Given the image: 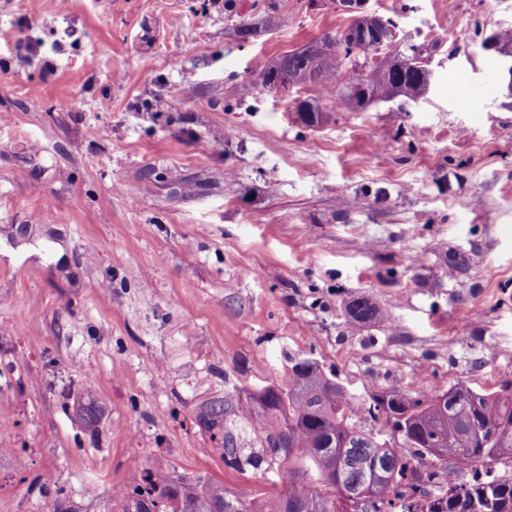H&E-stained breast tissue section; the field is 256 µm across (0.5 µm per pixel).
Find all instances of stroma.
I'll return each instance as SVG.
<instances>
[{
  "mask_svg": "<svg viewBox=\"0 0 512 512\" xmlns=\"http://www.w3.org/2000/svg\"><path fill=\"white\" fill-rule=\"evenodd\" d=\"M369 8L435 44L428 93L308 127L256 67L345 28L331 0H0V512H117L157 468L276 498L257 425L226 415L233 465L198 415L295 356L360 405L512 382V102L480 48L512 0ZM347 314L351 321L358 324L380 320L383 316L380 310L365 298L351 300L347 305Z\"/></svg>",
  "mask_w": 512,
  "mask_h": 512,
  "instance_id": "1",
  "label": "stroma"
}]
</instances>
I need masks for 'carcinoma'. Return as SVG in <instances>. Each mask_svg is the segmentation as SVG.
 Here are the masks:
<instances>
[{
  "instance_id": "obj_1",
  "label": "carcinoma",
  "mask_w": 512,
  "mask_h": 512,
  "mask_svg": "<svg viewBox=\"0 0 512 512\" xmlns=\"http://www.w3.org/2000/svg\"><path fill=\"white\" fill-rule=\"evenodd\" d=\"M357 26L362 32L356 41L350 25L316 41L324 55L315 77L304 83L312 95L295 101L306 125L324 123L336 109L365 111L397 97L417 98L428 86L430 73L417 46L398 38L393 18L367 17ZM381 45L400 56L387 75ZM276 65L260 71L266 91L277 86ZM347 314L358 324L382 318L365 298L351 300ZM237 409L259 425L261 444L300 512H341L346 493L373 502L359 512H512V477L494 474L495 464L512 460V384L490 392L457 383L427 396L382 391L362 410L317 362L297 358L288 367V383L265 406L256 407L250 397ZM226 411L221 403L211 405L203 413L205 425L213 428ZM364 412L394 437L365 428ZM239 454L235 434L224 432V457L237 464ZM144 481L147 486L120 493L119 512H128V498L141 490L155 494L157 512H174L168 473L149 472ZM182 499L191 512H213L218 503L224 512H279L282 501L279 496L256 504L214 483L190 489Z\"/></svg>"
}]
</instances>
